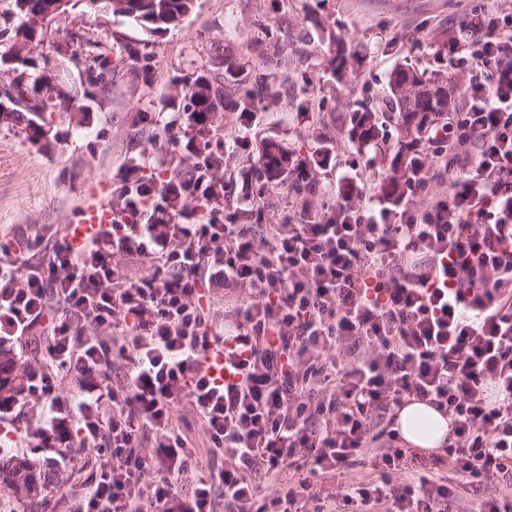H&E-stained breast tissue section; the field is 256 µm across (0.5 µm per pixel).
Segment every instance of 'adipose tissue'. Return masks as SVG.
Listing matches in <instances>:
<instances>
[{
	"label": "adipose tissue",
	"mask_w": 512,
	"mask_h": 512,
	"mask_svg": "<svg viewBox=\"0 0 512 512\" xmlns=\"http://www.w3.org/2000/svg\"><path fill=\"white\" fill-rule=\"evenodd\" d=\"M396 427L402 442L412 448H442L448 445L451 438L448 418L418 401L408 403L399 410Z\"/></svg>",
	"instance_id": "obj_1"
}]
</instances>
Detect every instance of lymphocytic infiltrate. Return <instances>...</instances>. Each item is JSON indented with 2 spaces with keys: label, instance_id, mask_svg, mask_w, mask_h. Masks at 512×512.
Wrapping results in <instances>:
<instances>
[{
  "label": "lymphocytic infiltrate",
  "instance_id": "obj_1",
  "mask_svg": "<svg viewBox=\"0 0 512 512\" xmlns=\"http://www.w3.org/2000/svg\"><path fill=\"white\" fill-rule=\"evenodd\" d=\"M448 49L472 74L459 119L432 140L448 190L397 223L334 201L254 232L217 209L216 156L195 144L175 186L125 178L113 223L83 244L55 240L34 263L0 242V340L48 336L49 372L28 374L46 413L36 442L99 450L77 512H212L205 480L176 501L194 458L174 418L184 401L224 457L225 512H452L460 479L483 490L475 512H512V5L469 13ZM189 198L205 220L191 222ZM121 255L148 260V273H125ZM204 279L246 297L227 329L203 305ZM84 322L110 339L84 338ZM227 342L240 379L221 388L200 358ZM62 376L79 381L67 397ZM412 400L448 416L454 435L414 471L377 425ZM363 455L378 480L318 483Z\"/></svg>",
  "mask_w": 512,
  "mask_h": 512
}]
</instances>
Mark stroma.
I'll use <instances>...</instances> for the list:
<instances>
[{
    "mask_svg": "<svg viewBox=\"0 0 512 512\" xmlns=\"http://www.w3.org/2000/svg\"><path fill=\"white\" fill-rule=\"evenodd\" d=\"M486 0H290L285 14L270 13L269 0H194L180 26L150 33L134 21L101 9L76 7L48 28L39 51L59 76L47 137L27 139L18 127L0 121V240L42 239L35 261L48 256L53 239L66 236L82 206L100 197L119 205L126 164L138 160L143 173L162 181L174 167L189 169L195 158L186 137L171 141L169 127H184L183 80L207 67L224 73V56L233 54L245 68L256 64L255 45L266 29L288 32L281 65L272 83L288 101L257 113L242 128L237 113L220 111L214 125L224 147L214 173L227 186L252 177V158L265 140H275L294 158L309 162L321 186L342 197L354 187L353 202L373 211L383 208L378 184L390 170V156L353 144L348 136L355 104L382 108L388 75L404 57L418 68H432V43L457 33L471 9ZM342 35L348 85L324 74L329 37ZM146 60H126V47ZM103 54V66L88 69L87 56ZM320 76L315 98L320 109L300 113L291 101L303 97V72ZM246 137L241 150L236 137ZM42 402L28 396L17 424L0 423V448L36 461L56 462L74 480L89 483L97 464L93 448H45L28 437L41 427Z\"/></svg>",
    "mask_w": 512,
    "mask_h": 512,
    "instance_id": "35a3bbf8",
    "label": "stroma"
}]
</instances>
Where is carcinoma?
<instances>
[{
	"label": "carcinoma",
	"mask_w": 512,
	"mask_h": 512,
	"mask_svg": "<svg viewBox=\"0 0 512 512\" xmlns=\"http://www.w3.org/2000/svg\"><path fill=\"white\" fill-rule=\"evenodd\" d=\"M10 16L0 23V65L7 70L29 73L32 58L12 54L13 43L23 40L34 46L41 45L47 34L45 30L28 29L25 23L12 27L10 19L26 17L20 8V0H11ZM121 0H74L73 9L82 4L89 11L106 8L114 14L133 19L151 32L167 31L179 26L193 9L194 0H126L127 7H119ZM282 48L279 37L265 34L258 44L257 67L275 70L281 62ZM346 59L341 39H336V51L330 55L328 70L336 81L346 77ZM186 111L195 116L193 137L205 140L211 136L213 118L218 109L239 113L242 124L250 123L254 116L265 109L276 106L281 92L271 86L264 75L253 77L245 73L230 55L224 56V76L208 77L201 73L192 81L184 83ZM388 113L397 118L398 143L400 149L392 163L393 175L384 182L382 195L387 199L402 196V178L420 166V153L415 150L423 139L430 137L432 118L441 116L455 107L448 96V68L439 67L432 71L419 70L408 59L398 62L388 77ZM17 106L14 111L0 113V120H10L31 131L41 133V125L48 123L53 115L54 85L46 76L26 80L16 90ZM349 139L366 147L384 138L385 129L379 121L378 111L359 105L350 115ZM291 160L279 145L269 141L254 165V180L249 193L258 199L272 192L288 177ZM296 195L305 198L322 194L320 184H309L298 178L291 185ZM25 374L8 349L0 348V406L9 405L19 396L24 385ZM64 481L54 470L37 468L29 459L7 452L0 453V488H5L16 501L24 503L29 512H47L51 502L46 498V489Z\"/></svg>",
	"instance_id": "obj_1"
}]
</instances>
